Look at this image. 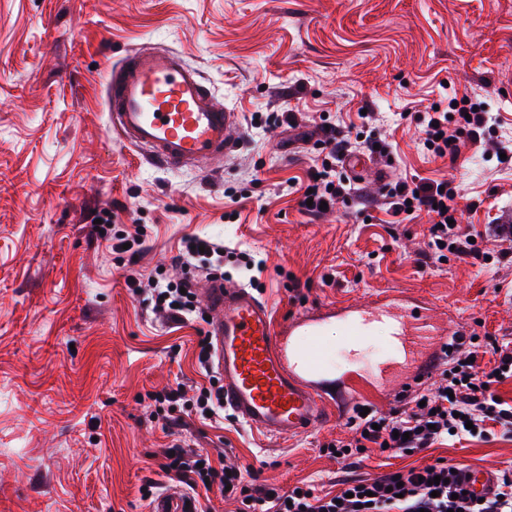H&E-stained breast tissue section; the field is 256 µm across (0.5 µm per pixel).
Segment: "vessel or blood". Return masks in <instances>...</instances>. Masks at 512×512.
Segmentation results:
<instances>
[{"instance_id":"1","label":"vessel or blood","mask_w":512,"mask_h":512,"mask_svg":"<svg viewBox=\"0 0 512 512\" xmlns=\"http://www.w3.org/2000/svg\"><path fill=\"white\" fill-rule=\"evenodd\" d=\"M107 102L115 132L165 166L211 162L235 148L237 113L174 52L131 51L109 75ZM204 301L224 404L249 429L273 439L327 422L334 378L352 388L385 379L392 367L415 359L420 340L438 336L430 319L413 317L395 295L337 308L343 335L336 346L323 339L324 316L303 314L277 327L271 305L251 289L212 282ZM382 322L388 341L370 350L368 337Z\"/></svg>"}]
</instances>
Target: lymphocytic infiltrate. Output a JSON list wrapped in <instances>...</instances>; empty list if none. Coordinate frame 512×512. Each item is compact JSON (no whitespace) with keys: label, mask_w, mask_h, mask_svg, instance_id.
<instances>
[{"label":"lymphocytic infiltrate","mask_w":512,"mask_h":512,"mask_svg":"<svg viewBox=\"0 0 512 512\" xmlns=\"http://www.w3.org/2000/svg\"><path fill=\"white\" fill-rule=\"evenodd\" d=\"M491 118L485 108L470 101L425 113L423 147L434 156L457 158L463 142H480ZM324 135L323 155L311 171L307 191L301 194L302 199L312 200L315 213L321 204L332 207L349 195L346 180L336 175V164L362 147L350 132L332 126L325 128ZM384 204L401 221L412 214L427 216V259L442 261L450 253L462 260L486 259V252L471 241L474 229L458 220L456 193L441 188L438 181L396 182L385 194ZM128 285L133 295H150L154 312L166 318L183 321L195 311L191 281L175 283L157 276L145 282L132 278ZM484 347L482 341L460 337L449 363L438 367V387L424 393V406L408 414H353L354 436L333 440L335 452L347 462L356 459L362 448L422 450L453 434L462 437L473 430L484 435L490 422L511 433L512 404L497 394L495 386L512 377V346H493L494 363L488 370L477 364ZM154 401L171 412L193 410L215 419L224 415V396L218 389L199 390L191 399L179 386L157 392ZM161 468L171 481L193 490L208 484L227 489L230 497L239 499L240 512H512L511 469L500 472L490 496L479 497L468 493L463 473L440 461L372 479H349L333 494L318 493L306 484L288 490L246 484L240 467L217 463L213 453L203 449H175L165 456Z\"/></svg>","instance_id":"f902f5d3"}]
</instances>
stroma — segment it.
Returning <instances> with one entry per match:
<instances>
[{"instance_id": "1", "label": "stroma", "mask_w": 512, "mask_h": 512, "mask_svg": "<svg viewBox=\"0 0 512 512\" xmlns=\"http://www.w3.org/2000/svg\"><path fill=\"white\" fill-rule=\"evenodd\" d=\"M147 46L179 54L237 112L236 149L215 167L162 166L113 131L106 76ZM454 94L498 122L452 161L423 152L422 118ZM291 108L300 128L256 123ZM324 124L392 155L363 153L357 195L312 215L297 188ZM510 139L512 0H0V512H149L141 489H171L161 451L175 444L223 449L262 485L326 492L439 460L512 468V436L496 426L413 453L373 448L348 469L320 450L353 437L344 416L281 440L229 411L164 428L152 393L210 384L197 365L208 323L169 324L126 283L201 289L218 266L279 325L396 294L441 332L512 343V243L493 233L512 224V166L496 157ZM417 176L447 180L490 262L427 260V217L393 223L382 196ZM104 212L138 236L136 258L91 235ZM193 236L226 246L222 263L178 262ZM240 252L259 268H239Z\"/></svg>"}]
</instances>
